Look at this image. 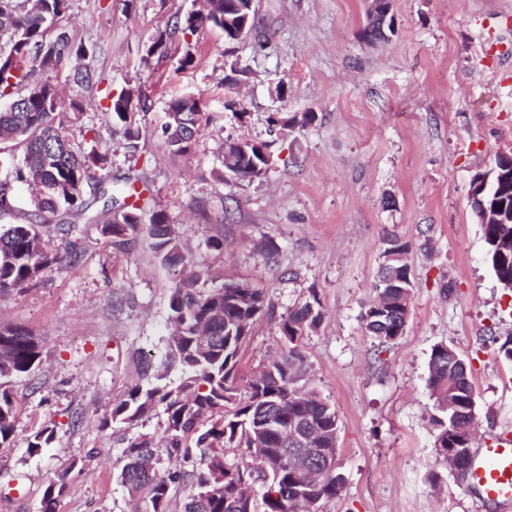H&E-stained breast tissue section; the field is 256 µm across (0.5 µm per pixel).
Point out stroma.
<instances>
[{
  "label": "stroma",
  "instance_id": "1",
  "mask_svg": "<svg viewBox=\"0 0 512 512\" xmlns=\"http://www.w3.org/2000/svg\"><path fill=\"white\" fill-rule=\"evenodd\" d=\"M191 6L71 0L62 24L95 49L107 84L75 92L55 75L65 98L82 104L79 117L63 115L70 135L98 130L112 152L111 178L127 176L104 93L147 96L141 164L156 208L214 285L250 281L276 306L244 348L243 374L279 353L280 314L317 292L325 317L300 349L307 383L336 411L344 477L319 512H512L437 464L438 409L427 383L432 348L453 347L471 366L477 443L512 428V361L498 352L512 337V289L493 272L469 198L473 177L512 155V55L481 50L489 39L512 47V31L498 22L512 0H392L394 33L382 42L361 36L367 0H256V25L243 39L227 42L207 24L175 34L168 59L145 69L142 45ZM188 44L195 61L182 70ZM235 64L241 74H232ZM187 93L210 122L194 151L177 155L161 126L168 102ZM232 100L246 121L228 110ZM274 112L316 119L285 135L268 122ZM228 138L271 143L266 178L243 187L215 179ZM390 232L410 246L414 288L403 336L382 344L360 314ZM84 236L75 265L47 267L36 285L0 297V327L24 328L41 351L30 373L7 384L15 430L0 444V512H41L45 487L60 477L57 512H143L115 480L132 432L103 421L114 401L146 384L145 358L164 347L171 277L149 239L123 252L95 225ZM216 237L223 250L209 247ZM43 430L51 443L29 454Z\"/></svg>",
  "mask_w": 512,
  "mask_h": 512
}]
</instances>
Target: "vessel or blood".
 I'll use <instances>...</instances> for the list:
<instances>
[{
    "mask_svg": "<svg viewBox=\"0 0 512 512\" xmlns=\"http://www.w3.org/2000/svg\"><path fill=\"white\" fill-rule=\"evenodd\" d=\"M470 482L487 500L512 501V430H503L494 442L479 448Z\"/></svg>",
    "mask_w": 512,
    "mask_h": 512,
    "instance_id": "vessel-or-blood-1",
    "label": "vessel or blood"
}]
</instances>
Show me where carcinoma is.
<instances>
[{
    "mask_svg": "<svg viewBox=\"0 0 512 512\" xmlns=\"http://www.w3.org/2000/svg\"><path fill=\"white\" fill-rule=\"evenodd\" d=\"M252 0H208L204 11L191 9L173 28L159 29L143 47L141 62L149 69L154 58L167 54L178 30L195 31L211 23L224 28V10L255 23ZM70 0H0V145L23 151L22 161L0 180V294L25 288L54 264H72L81 250L73 217L88 216L112 247L129 251L142 233L173 276L169 309L171 333L160 365L177 371L145 387L132 388L112 406L107 426L132 428L162 410L161 439L143 430L127 440L122 451L120 484L131 497H141L145 512H172V492L190 485L181 512H306V500L334 498L344 484L337 471L338 420L331 404L315 388L298 385L303 354L300 342L324 318L315 290L281 316V356L268 360L258 374H239L242 350L258 318L271 310L264 291L247 281L206 288L193 269L177 228L154 209L152 193L141 177H126L116 190L106 187L111 165L108 151L75 145L58 119L63 107L51 73H66L83 88L101 82L95 53L75 43L59 20ZM105 119L112 136L125 150L128 171L140 160V115L149 106L134 89L105 94ZM204 113L197 98L186 95L167 105L163 136L173 153L185 155L196 146ZM315 120L312 112H275L269 121L284 130L302 129ZM267 142L224 140L216 179L227 186L263 179ZM33 192V213L19 221L15 187ZM103 200L102 207L90 212ZM56 226L64 250L43 248L41 229ZM483 233L492 269L502 284L512 283V222L485 224ZM383 263L375 284L379 308L372 304L361 318L367 334L382 342L403 335L413 288L411 271L402 256L409 244L387 234ZM39 357L34 336L18 328H0V377L29 372ZM428 386L442 416L434 419L438 458L447 461L448 433L471 430L468 409L474 393L467 361L444 343L433 347ZM10 394L0 392V444L14 430ZM232 448L261 456L246 463L229 455ZM262 489L261 498L253 488ZM66 488L64 478L51 482L42 495L43 512H56Z\"/></svg>",
    "mask_w": 512,
    "mask_h": 512,
    "instance_id": "obj_1",
    "label": "carcinoma"
}]
</instances>
